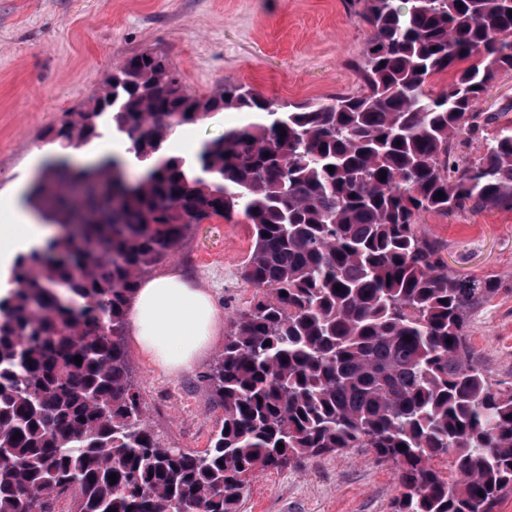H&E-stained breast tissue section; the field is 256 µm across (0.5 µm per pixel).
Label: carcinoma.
Returning a JSON list of instances; mask_svg holds the SVG:
<instances>
[{"mask_svg":"<svg viewBox=\"0 0 512 512\" xmlns=\"http://www.w3.org/2000/svg\"><path fill=\"white\" fill-rule=\"evenodd\" d=\"M347 5L366 30L356 93L285 104L226 83L197 95L145 50L49 128L56 153L25 195L34 211L72 223L65 195L81 184L123 201L18 254L0 292V512H240L259 475L346 448L396 465L394 512H494L512 490V386L468 339L497 283L461 277L423 224L512 211V120L481 155L458 153L502 116L476 105L512 71V0ZM225 111L257 118L192 162L166 152L177 128ZM105 121L142 176L124 177L115 154L69 161ZM235 214L252 226L245 277L262 293L205 375L224 408L208 448H174L147 423L128 307L197 225Z\"/></svg>","mask_w":512,"mask_h":512,"instance_id":"carcinoma-1","label":"carcinoma"}]
</instances>
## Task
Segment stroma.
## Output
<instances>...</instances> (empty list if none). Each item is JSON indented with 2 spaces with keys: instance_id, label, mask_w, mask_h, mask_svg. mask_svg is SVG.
Returning <instances> with one entry per match:
<instances>
[{
  "instance_id": "1",
  "label": "stroma",
  "mask_w": 512,
  "mask_h": 512,
  "mask_svg": "<svg viewBox=\"0 0 512 512\" xmlns=\"http://www.w3.org/2000/svg\"><path fill=\"white\" fill-rule=\"evenodd\" d=\"M364 39L345 0H0V205L29 177L42 131L137 52H164L196 94L235 82L279 102L317 101L359 89L350 62ZM246 120L216 112L182 127L178 156H193ZM424 223L447 242L458 273L495 277V295L471 315L470 345L494 380L512 384V211L430 215ZM252 245L242 216L220 219L198 225L156 269L209 289L222 316L209 348L173 377L127 346L149 423L170 446L204 450L224 414L204 375L233 318L258 294L243 277ZM397 493L394 466L349 448L261 474L240 512H392Z\"/></svg>"
}]
</instances>
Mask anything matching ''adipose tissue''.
<instances>
[{
  "mask_svg": "<svg viewBox=\"0 0 512 512\" xmlns=\"http://www.w3.org/2000/svg\"><path fill=\"white\" fill-rule=\"evenodd\" d=\"M0 226V260L10 261L13 250H30L50 234L19 202L5 210ZM130 332L139 351L169 373L190 369L211 343L220 321L210 293L171 273L141 284L128 312Z\"/></svg>",
  "mask_w": 512,
  "mask_h": 512,
  "instance_id": "1",
  "label": "adipose tissue"
}]
</instances>
